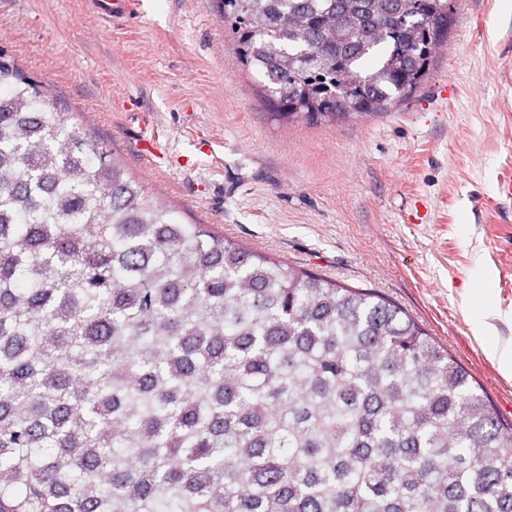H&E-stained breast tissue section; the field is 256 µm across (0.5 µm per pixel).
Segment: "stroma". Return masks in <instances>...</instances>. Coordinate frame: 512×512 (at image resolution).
<instances>
[{
  "instance_id": "1",
  "label": "stroma",
  "mask_w": 512,
  "mask_h": 512,
  "mask_svg": "<svg viewBox=\"0 0 512 512\" xmlns=\"http://www.w3.org/2000/svg\"><path fill=\"white\" fill-rule=\"evenodd\" d=\"M0 0V48L107 139L181 221L408 312L512 422V378L466 295L486 276L490 334L512 342V7L452 0L424 81L389 111L278 119L219 0ZM151 133L159 155L139 152ZM484 347L487 357L498 365L501 373L507 377L512 376V343H500L498 341H491L488 336L478 334L477 336Z\"/></svg>"
}]
</instances>
